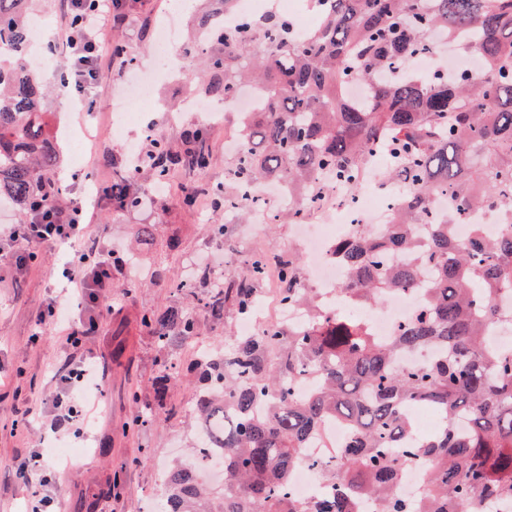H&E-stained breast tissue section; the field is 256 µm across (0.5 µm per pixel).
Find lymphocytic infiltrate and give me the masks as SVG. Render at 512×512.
<instances>
[{
	"label": "lymphocytic infiltrate",
	"mask_w": 512,
	"mask_h": 512,
	"mask_svg": "<svg viewBox=\"0 0 512 512\" xmlns=\"http://www.w3.org/2000/svg\"><path fill=\"white\" fill-rule=\"evenodd\" d=\"M123 19L119 0H62L60 29L49 42L53 51L65 53L71 64L70 82L80 94H88L92 86L111 78V71L102 69L96 36L99 32ZM84 205L73 197L56 211L39 217L30 224L9 225L5 239L9 245L0 259L25 266L34 247L55 249L69 246L72 256L63 267L71 293L77 297L80 317H73L68 305L52 298L36 315L38 324L61 326L68 343H78L80 337L92 333L103 314V301L112 292V262L105 259L91 261L97 243L88 225L83 224ZM81 267L80 275H73L74 267ZM59 387L49 400L50 418L47 427L51 433L80 442L84 438V423L90 419L79 403L87 388L97 386L99 368L91 357L65 360L57 368Z\"/></svg>",
	"instance_id": "1"
}]
</instances>
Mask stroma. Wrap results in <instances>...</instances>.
Here are the masks:
<instances>
[{
  "label": "stroma",
  "mask_w": 512,
  "mask_h": 512,
  "mask_svg": "<svg viewBox=\"0 0 512 512\" xmlns=\"http://www.w3.org/2000/svg\"><path fill=\"white\" fill-rule=\"evenodd\" d=\"M171 3L124 0L126 23L100 34L103 65H110L112 41L118 36L132 52L136 66H147L156 25ZM203 84L198 59L185 56L156 88L148 115L171 149L180 148L183 129L196 121L194 113L179 111L178 106L188 97L203 96ZM114 96V86L102 83L91 92L92 107L66 104L61 96L48 102L56 128L87 130L81 165L73 163L74 142L61 141L63 161L56 177L76 193H83L86 179L108 183L125 174L131 150L146 148L138 125H114ZM238 127V116L230 112L223 126L213 129L211 166L205 176L184 170L170 174L164 211L117 212L106 200L87 206L85 219L99 228L101 249L126 251L147 225L153 226L154 237L142 246L136 263L113 270L117 287L107 302L109 310L80 347L67 346L59 327L36 323V313L49 297L62 293L56 270L68 259V250L42 251L35 263L22 270L0 265V512L25 508L32 484L21 475L19 465L44 428L37 420L21 424L20 418L27 408L44 405L56 388L55 368L68 357L95 356L102 379L96 396L98 410L86 428L85 454L47 463L55 472L52 492L61 512H146L147 497L160 470L192 446L196 420L190 386L182 383L170 388L161 410L155 417L147 415L155 403L152 379L159 349L140 325L142 311L181 304L171 285L191 279L206 253H223L224 274L235 278L247 275L254 254L303 253L291 224L258 226L230 215L224 220L223 238L214 239L206 230L212 220L210 207L182 206L185 192L203 184H227L233 157L226 142ZM142 416L146 425L131 429V422Z\"/></svg>",
  "instance_id": "1"
}]
</instances>
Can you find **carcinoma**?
Here are the masks:
<instances>
[{"label": "carcinoma", "instance_id": "obj_1", "mask_svg": "<svg viewBox=\"0 0 512 512\" xmlns=\"http://www.w3.org/2000/svg\"><path fill=\"white\" fill-rule=\"evenodd\" d=\"M229 2L209 0L195 12L185 51L201 56L206 92L222 98L250 83L264 106L241 122L234 184L206 188L214 215L207 232L224 237L221 219L238 202L242 180H282L299 191L286 210L296 224L332 185L356 189L367 155L385 148L392 166L382 180L405 192L400 219L383 239L361 234L336 247L349 272L341 289L369 308L421 279L431 287L421 289L412 316L379 339L362 318L322 311L303 284L302 260L290 253L280 260V299L305 306L310 321L299 329L270 324L182 370L171 346L200 335L202 314L220 322L228 300L249 313L267 259L252 256L250 274L222 288L205 267L172 284L192 304L141 316L160 349L152 387L161 401L190 377L195 415L222 417L218 432L196 447L223 449L224 484L208 488L198 469L176 462L166 471L164 512H362L366 498L379 500L381 512H474L478 503L512 498V350L488 335L493 323L512 322V310L497 303L512 292V0H313L320 20L302 37L274 9L260 24L227 29ZM30 7L31 0H0V201L21 224L33 221L36 207L62 202L51 182L61 164L58 138L43 120L48 84L27 49ZM434 30L481 57L485 74L395 75L404 57L427 50ZM130 57L124 43L112 44L115 68ZM353 81L365 82L354 102L343 96ZM209 140L208 125L198 122L185 131L182 150L154 138L130 168L149 170L155 184L179 167L202 177ZM441 193L448 214L434 223L428 208ZM106 198L117 211L162 203L135 176L113 180ZM478 209L510 220L498 235L477 233L462 245L454 226ZM392 253L406 260L392 264ZM425 347L440 353L397 365L400 355ZM302 376L312 381L306 398L292 391ZM411 405L436 411L441 427L417 437L405 411ZM329 418L346 422L351 434L339 461L312 467L340 493L298 502L288 488L292 469ZM415 463L426 466L424 486L405 499L401 472Z\"/></svg>", "mask_w": 512, "mask_h": 512}]
</instances>
